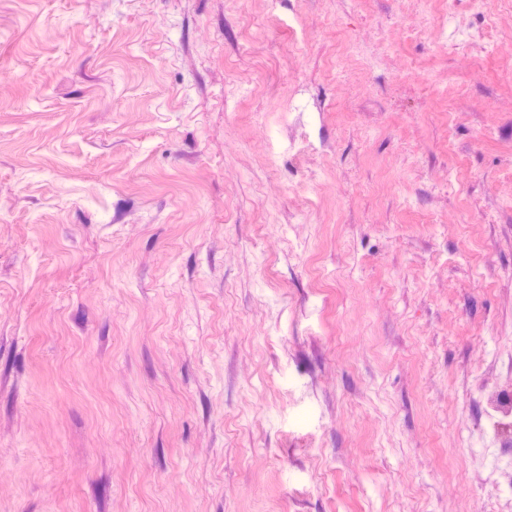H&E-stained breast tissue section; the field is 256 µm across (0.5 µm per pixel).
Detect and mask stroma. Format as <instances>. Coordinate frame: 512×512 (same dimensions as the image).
Masks as SVG:
<instances>
[{"label":"stroma","mask_w":512,"mask_h":512,"mask_svg":"<svg viewBox=\"0 0 512 512\" xmlns=\"http://www.w3.org/2000/svg\"><path fill=\"white\" fill-rule=\"evenodd\" d=\"M512 0H0V512H512Z\"/></svg>","instance_id":"stroma-1"}]
</instances>
